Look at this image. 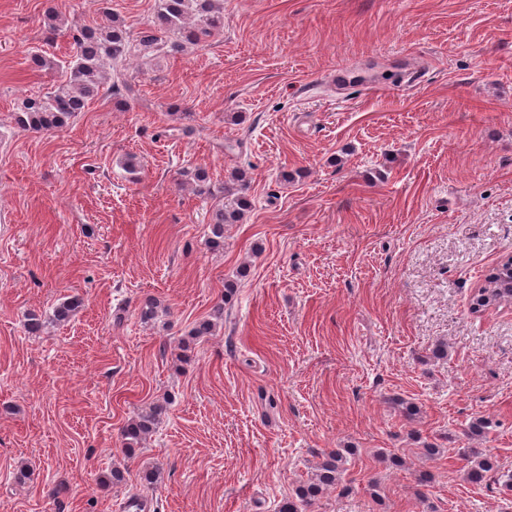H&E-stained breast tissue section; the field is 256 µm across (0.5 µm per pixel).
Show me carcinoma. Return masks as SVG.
<instances>
[{
    "mask_svg": "<svg viewBox=\"0 0 512 512\" xmlns=\"http://www.w3.org/2000/svg\"><path fill=\"white\" fill-rule=\"evenodd\" d=\"M44 25L53 35L66 30L71 46L67 60H49L34 52L30 62L34 69H56L64 74L56 88L43 96L25 99L16 113L17 124L27 130L48 132L65 127L89 101L107 95L116 105L125 102L128 79L127 60L133 57L160 58L185 51L189 45H199L224 31V0H156L154 20L133 37L123 20L116 14L107 13V22L96 26L65 22L59 14L48 10ZM182 182L191 186L193 193L203 204L215 202L206 210L215 245L224 241V225L235 224L251 207L248 196L249 177L244 169L230 171L224 184L215 187L201 167L187 168L180 172ZM495 287L484 288L475 297V306L485 307L492 303L512 300V287L494 280ZM81 306L77 297L59 300L49 314L31 313L27 329L38 333L47 322H67ZM166 313L155 300L147 299L139 306L140 318L154 322ZM224 317V305H216L209 317L200 320L190 331L192 336H208L217 322ZM164 411L156 404L141 410L122 429L125 457L133 459L154 432ZM355 454L352 448H338L326 454L317 464L310 479L301 482L295 496L281 502L278 512H307L323 492L339 485L347 471L348 457ZM459 456L466 462V479L482 484L493 478L495 460L486 448H461Z\"/></svg>",
    "mask_w": 512,
    "mask_h": 512,
    "instance_id": "cac0c4a2",
    "label": "carcinoma"
}]
</instances>
